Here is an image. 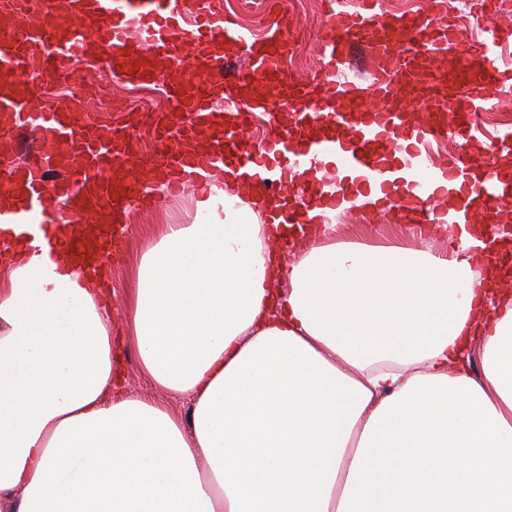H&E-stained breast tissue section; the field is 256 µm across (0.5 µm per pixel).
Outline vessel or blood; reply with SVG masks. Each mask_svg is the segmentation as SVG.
I'll list each match as a JSON object with an SVG mask.
<instances>
[{
  "mask_svg": "<svg viewBox=\"0 0 512 512\" xmlns=\"http://www.w3.org/2000/svg\"><path fill=\"white\" fill-rule=\"evenodd\" d=\"M326 5L321 68L302 81L287 66L299 25L275 8L253 34L210 0H0V224H57L50 196L65 195L76 216L65 244L86 265L123 237L118 218L130 201L157 204L158 188L208 191L221 166L242 189H295L282 215L292 225L319 206L444 224L453 238L474 218L493 226L512 213V180L500 177L512 136L477 135L484 107L512 92V38L491 26L475 42L437 0L388 27L379 0ZM234 46L245 66L233 72ZM66 63L81 88L162 83L175 105L160 139L203 135L207 148L139 158L137 118L88 124L76 102L46 96ZM258 112L272 117L273 134L255 149L248 132ZM448 135L459 151L429 164L431 144ZM362 184L404 191L371 202L357 195Z\"/></svg>",
  "mask_w": 512,
  "mask_h": 512,
  "instance_id": "vessel-or-blood-1",
  "label": "vessel or blood"
}]
</instances>
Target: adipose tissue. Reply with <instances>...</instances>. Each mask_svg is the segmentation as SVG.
<instances>
[{
	"label": "adipose tissue",
	"mask_w": 512,
	"mask_h": 512,
	"mask_svg": "<svg viewBox=\"0 0 512 512\" xmlns=\"http://www.w3.org/2000/svg\"><path fill=\"white\" fill-rule=\"evenodd\" d=\"M280 208L204 193L146 244L126 333L159 400L121 387L111 288L0 225V512H512V295L473 253L512 239L309 249L328 225Z\"/></svg>",
	"instance_id": "adipose-tissue-1"
}]
</instances>
